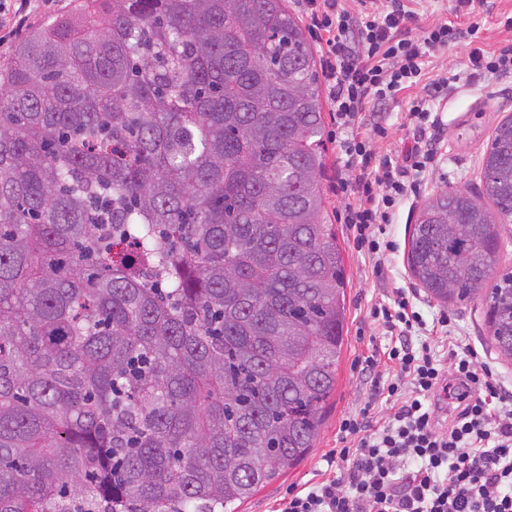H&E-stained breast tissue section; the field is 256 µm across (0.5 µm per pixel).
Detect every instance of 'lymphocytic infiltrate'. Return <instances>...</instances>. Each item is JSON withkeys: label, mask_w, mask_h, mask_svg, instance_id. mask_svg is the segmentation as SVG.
Returning <instances> with one entry per match:
<instances>
[{"label": "lymphocytic infiltrate", "mask_w": 512, "mask_h": 512, "mask_svg": "<svg viewBox=\"0 0 512 512\" xmlns=\"http://www.w3.org/2000/svg\"><path fill=\"white\" fill-rule=\"evenodd\" d=\"M319 42L322 71L337 129L373 121L363 135L345 141L342 164L328 190L343 200L341 223L353 231L359 250L383 266L394 244L386 226L441 158L434 143L440 129L432 103L447 94L448 78L427 85L426 97L409 108L413 143L397 156L376 157L373 138L388 129L377 104L417 85L427 54L456 42L459 29L445 23L416 28L405 0H298ZM469 81L512 75V47L487 51L469 46ZM392 340L386 351L362 357L359 371L371 398L343 419L342 447L325 455L335 476L290 489L280 512H512V390L471 346L451 351L457 385L444 381L441 359L429 343L415 342L426 323L409 291L398 288L388 304H376ZM444 392L456 406L446 431L432 421L431 394ZM393 402L384 425L374 423L377 399Z\"/></svg>", "instance_id": "1"}]
</instances>
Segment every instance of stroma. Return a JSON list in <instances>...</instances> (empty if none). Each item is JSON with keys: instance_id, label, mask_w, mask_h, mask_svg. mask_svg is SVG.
Instances as JSON below:
<instances>
[{"instance_id": "35a3bbf8", "label": "stroma", "mask_w": 512, "mask_h": 512, "mask_svg": "<svg viewBox=\"0 0 512 512\" xmlns=\"http://www.w3.org/2000/svg\"><path fill=\"white\" fill-rule=\"evenodd\" d=\"M409 6L418 13L422 25L448 22L462 31L471 32V41L483 45L486 50L512 46V30L504 26L507 18L512 17V0H483L474 13L469 15L456 14L453 0H410ZM466 44L461 41L448 45L431 53L425 61L426 80L446 74L456 79L453 90L438 106L443 127L438 145L442 161L433 172L426 175L417 196L400 208L393 224L388 227V238L394 241L395 249L385 263L383 274H376L373 261L356 251L346 225L335 227L344 250L349 280L348 315L334 405L320 438L307 458L284 477L256 493L242 505L241 512H276L289 488H300L306 482L318 479L323 467V454L340 445L338 428L342 419L358 412L370 396L368 385L358 376L353 364L373 347L387 344L388 338L371 318L370 309L376 303L387 301L393 289L412 290L424 315L447 310L452 319V338L476 348L503 381L512 384V362L501 360L490 346L480 301L442 306L417 285L407 264L412 226L423 203L443 190L463 188L477 192L483 152L492 132L503 117L512 116V78L494 79L479 87L469 85L465 64ZM423 92V87L418 86L400 92L396 99L379 104L378 109L387 120L389 135L384 139L373 140L372 148L376 155L401 152L409 145V102Z\"/></svg>"}]
</instances>
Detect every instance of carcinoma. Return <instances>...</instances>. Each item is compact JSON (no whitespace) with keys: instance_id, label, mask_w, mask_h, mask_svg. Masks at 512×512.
<instances>
[{"instance_id":"1","label":"carcinoma","mask_w":512,"mask_h":512,"mask_svg":"<svg viewBox=\"0 0 512 512\" xmlns=\"http://www.w3.org/2000/svg\"><path fill=\"white\" fill-rule=\"evenodd\" d=\"M287 0H78L0 62V512H239L336 393L347 288ZM492 203L488 208L486 203ZM512 117L407 263L512 361Z\"/></svg>"}]
</instances>
